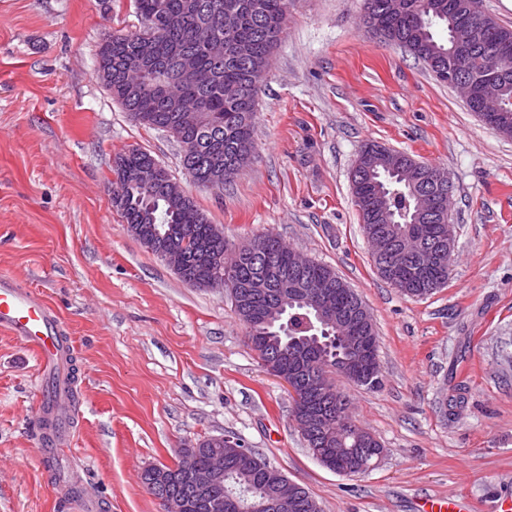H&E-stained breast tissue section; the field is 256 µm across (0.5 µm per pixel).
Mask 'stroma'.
Here are the masks:
<instances>
[{
	"instance_id": "stroma-1",
	"label": "stroma",
	"mask_w": 512,
	"mask_h": 512,
	"mask_svg": "<svg viewBox=\"0 0 512 512\" xmlns=\"http://www.w3.org/2000/svg\"><path fill=\"white\" fill-rule=\"evenodd\" d=\"M364 0H290L259 86L250 163L215 189L179 144L135 124L97 78L107 37L138 30L129 0H0V277L57 312L78 387L69 449L106 512H161L141 482L182 444L225 433L308 490L322 512H418L464 496L512 503V139L448 84L361 25ZM376 141L448 173V283L410 297L377 273L351 190ZM149 152L229 243L261 233L332 268L369 308L381 383L336 377L384 448L343 476L312 456L288 386L249 348L228 292L182 281L128 231L116 154ZM40 364L0 330V512H81L40 461Z\"/></svg>"
}]
</instances>
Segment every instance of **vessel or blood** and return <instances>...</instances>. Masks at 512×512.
<instances>
[{
  "mask_svg": "<svg viewBox=\"0 0 512 512\" xmlns=\"http://www.w3.org/2000/svg\"><path fill=\"white\" fill-rule=\"evenodd\" d=\"M0 329L20 336L49 371L60 368L67 351L60 321L53 309L32 290L0 280ZM420 512H472L467 498L452 497L422 504Z\"/></svg>",
  "mask_w": 512,
  "mask_h": 512,
  "instance_id": "vessel-or-blood-1",
  "label": "vessel or blood"
}]
</instances>
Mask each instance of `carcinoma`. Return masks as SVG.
<instances>
[{
	"mask_svg": "<svg viewBox=\"0 0 512 512\" xmlns=\"http://www.w3.org/2000/svg\"><path fill=\"white\" fill-rule=\"evenodd\" d=\"M226 2L131 0L143 30L114 37L101 45L98 52L96 74L110 77L103 84L134 122L162 131L178 120V104L188 102L196 106L199 123L178 134L170 132L177 140L185 137L195 144V150L182 158L183 167L190 173H207L217 158L225 168L242 167L249 161L262 61L275 49L285 31L288 0H233L237 4V23L230 30L224 29L217 10ZM392 2L365 0L364 26L383 42L404 48L431 72L439 63L445 67L462 66L502 50L512 58V32L496 21L466 57L451 56L454 41L466 30L461 23L465 17L462 0H400L403 8L399 11L393 9ZM163 15H173L180 23L163 31L154 28L153 20ZM216 34L224 41L221 57L212 56L206 49ZM145 49L157 56L160 70L150 78L139 75L138 84L127 77V71L137 67V57ZM186 54L195 57L199 69L207 75L205 82L178 84L177 62ZM498 93L502 107L496 125L507 133L512 130V71L500 79ZM363 151L370 154L369 169L352 181L353 194L362 197L359 213L363 232L377 224L378 209L382 206L393 217V223L383 225L387 235L407 229L430 241L435 224L422 216L419 197L434 187L431 177L441 170L427 165L417 176V183L411 184L399 178L397 170L381 164L382 145L369 142ZM151 158L150 153L139 148L128 149L114 158L112 202L126 223L155 238L153 254L179 250L183 262L179 277L200 287L211 277L214 262L224 256L229 244L224 234L214 231V225L194 199L173 182L172 175L155 187L137 181L138 169ZM255 239L256 252L243 258L234 276L224 281L230 297L240 301L235 311L246 326L250 347L265 366L273 361L286 366L291 351L302 348L308 364L319 369L332 367L334 373L342 374L341 365L346 358L343 346L336 338L324 334L311 307L292 303L288 297H275L274 289L267 286L260 289L257 297L250 295L249 286L264 280L266 261L288 269L294 254V249L276 234L264 233ZM375 265L387 282L413 297L422 295L440 269V262L428 259H417L398 274L390 273L384 260L375 261ZM304 273L311 280L336 283L335 271L314 260ZM347 379L358 386H378L377 358L358 359ZM297 394L292 399L293 406L308 403L327 420L350 411L349 400L340 393L336 405L302 388ZM323 428L330 441L322 465L336 473L357 474L363 462H372L382 450L374 435L358 425L340 437L329 430V423H323ZM247 452L254 460L224 459V485L214 490V495L222 500V512H250V503L277 493L275 478L264 472L271 463L251 448ZM165 469L169 470V478L160 486L159 494L181 500L184 512H211L189 479L172 473L168 465ZM149 493L158 494L152 489Z\"/></svg>",
	"mask_w": 512,
	"mask_h": 512,
	"instance_id": "1",
	"label": "carcinoma"
}]
</instances>
